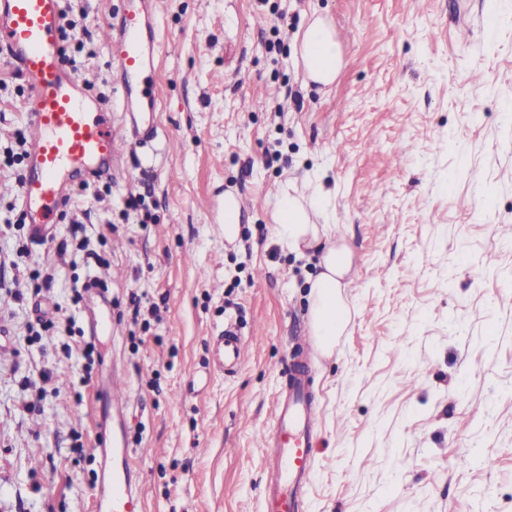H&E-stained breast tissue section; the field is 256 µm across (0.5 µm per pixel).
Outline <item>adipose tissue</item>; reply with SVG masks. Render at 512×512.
Returning a JSON list of instances; mask_svg holds the SVG:
<instances>
[{
  "label": "adipose tissue",
  "instance_id": "obj_1",
  "mask_svg": "<svg viewBox=\"0 0 512 512\" xmlns=\"http://www.w3.org/2000/svg\"><path fill=\"white\" fill-rule=\"evenodd\" d=\"M297 57L309 80L319 85L332 84L338 73L340 45L333 29L322 18L311 17L300 39ZM293 182H286L279 195L274 215V233L287 241L293 250H319V272L311 284L309 314L312 332L319 348L332 351L350 320L345 288L350 278L352 255L336 244L333 225L313 224L311 217L320 213L331 193L321 184H314L308 201L293 193Z\"/></svg>",
  "mask_w": 512,
  "mask_h": 512
}]
</instances>
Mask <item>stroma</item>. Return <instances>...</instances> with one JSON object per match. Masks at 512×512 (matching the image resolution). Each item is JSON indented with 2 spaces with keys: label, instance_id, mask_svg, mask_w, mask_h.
I'll return each mask as SVG.
<instances>
[{
  "label": "stroma",
  "instance_id": "obj_1",
  "mask_svg": "<svg viewBox=\"0 0 512 512\" xmlns=\"http://www.w3.org/2000/svg\"><path fill=\"white\" fill-rule=\"evenodd\" d=\"M83 5L68 54L114 104L102 31L123 0ZM315 14L342 52L327 87L295 53ZM158 26L156 139L74 176L43 244L17 221L25 164H4L28 90L0 67V512H95V389L115 371L145 512H262L302 343L319 410L302 512H512V0H162ZM313 172L353 253L329 356L317 258L273 233L282 185ZM228 193L250 201L231 242ZM97 301L112 330L93 340ZM228 323L249 356L209 373Z\"/></svg>",
  "mask_w": 512,
  "mask_h": 512
}]
</instances>
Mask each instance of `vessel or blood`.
<instances>
[{
  "mask_svg": "<svg viewBox=\"0 0 512 512\" xmlns=\"http://www.w3.org/2000/svg\"><path fill=\"white\" fill-rule=\"evenodd\" d=\"M159 0H137L111 29V66L120 93L125 136L112 128V108L91 96L88 76L66 69L61 55L62 0H0V65L19 73L28 88L30 150L19 182L32 240L49 238V227L64 202L65 181L72 173L109 172L122 145L138 150L153 141L156 110L155 61L162 49L156 25ZM246 341L226 326L211 344L213 366L237 370ZM288 393L274 409L273 447L266 460L263 501L266 512H301L317 435L318 407L305 371L293 363ZM104 406L125 407L118 376L98 390ZM96 512H143L140 477L131 464L126 439L100 449Z\"/></svg>",
  "mask_w": 512,
  "mask_h": 512,
  "instance_id": "b4317fda",
  "label": "vessel or blood"
}]
</instances>
